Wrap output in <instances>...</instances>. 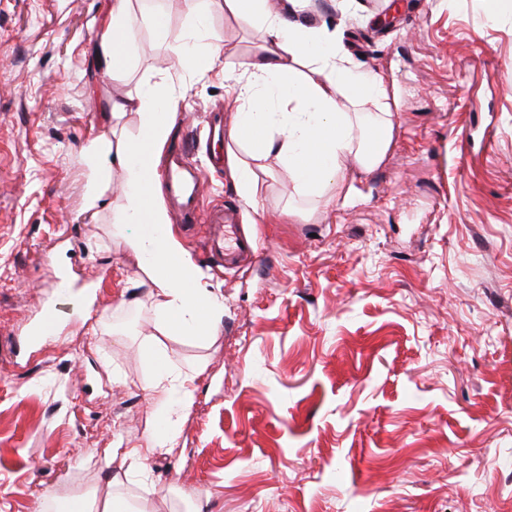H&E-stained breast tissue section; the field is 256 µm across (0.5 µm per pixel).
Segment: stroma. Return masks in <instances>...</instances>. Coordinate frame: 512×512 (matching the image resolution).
<instances>
[{"label":"stroma","mask_w":512,"mask_h":512,"mask_svg":"<svg viewBox=\"0 0 512 512\" xmlns=\"http://www.w3.org/2000/svg\"><path fill=\"white\" fill-rule=\"evenodd\" d=\"M157 2H132L131 89L171 70L194 24ZM109 3L0 0V512L111 494L122 450L155 427L149 344L195 375L176 445L122 487L149 512H512V16L484 0L326 7L395 83L394 145L333 207L273 176L260 224L202 148L223 77L182 73L167 145L206 168L203 211L233 210L263 254L219 263L171 214L224 297L200 344L161 335L111 210L82 211L81 149L112 93L86 50ZM206 25L252 56L230 16ZM51 306L59 334L27 342Z\"/></svg>","instance_id":"1"}]
</instances>
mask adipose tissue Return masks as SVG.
Here are the masks:
<instances>
[{
    "label": "adipose tissue",
    "mask_w": 512,
    "mask_h": 512,
    "mask_svg": "<svg viewBox=\"0 0 512 512\" xmlns=\"http://www.w3.org/2000/svg\"><path fill=\"white\" fill-rule=\"evenodd\" d=\"M229 14L258 34V50L237 65L225 59V43L204 40L202 31L169 48L174 71H221L224 93L235 107L233 122L224 129V161L241 195L255 208L264 178L281 168L302 190L330 188L327 205L346 197L349 178L370 173L389 152L394 134V86L379 72L363 67L344 49L336 31L315 14L311 0H183L185 10L199 15L201 6ZM134 34L131 0H113L95 34L93 68L126 84ZM185 96L170 76L145 87L113 96L110 120L83 150L88 181L86 211L111 208L115 232L125 234L136 256L140 277L158 297V328L163 335L199 341L215 335L224 299L208 288L203 269L173 238L158 190L151 159L168 140ZM138 114V139L117 137L115 127L126 113ZM125 175L119 203L107 195L114 169ZM154 377L148 386L158 424L145 447L125 453L132 470L146 472L150 457L175 444L193 392L175 388L166 378L171 364L162 349L152 354ZM53 512H148L134 508L123 496L97 499L91 494L51 498Z\"/></svg>",
    "instance_id": "1"
}]
</instances>
